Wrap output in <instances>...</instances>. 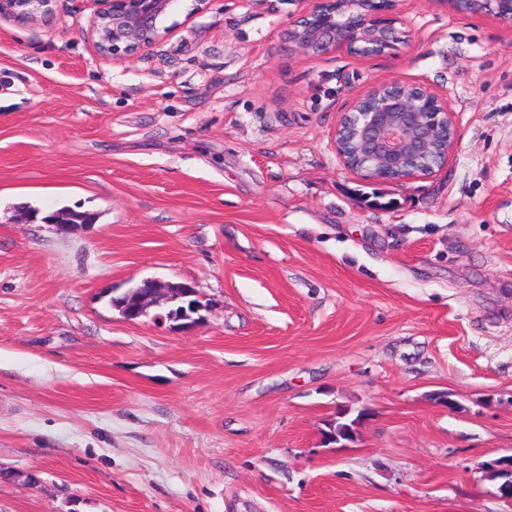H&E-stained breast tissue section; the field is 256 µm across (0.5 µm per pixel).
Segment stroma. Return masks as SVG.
<instances>
[{
	"mask_svg": "<svg viewBox=\"0 0 512 512\" xmlns=\"http://www.w3.org/2000/svg\"><path fill=\"white\" fill-rule=\"evenodd\" d=\"M194 5L125 60L94 0L0 20V512H512V24L399 0L394 49L308 57L298 0ZM390 80L455 146L374 185L332 133ZM145 277L201 310L127 322Z\"/></svg>",
	"mask_w": 512,
	"mask_h": 512,
	"instance_id": "35a3bbf8",
	"label": "stroma"
}]
</instances>
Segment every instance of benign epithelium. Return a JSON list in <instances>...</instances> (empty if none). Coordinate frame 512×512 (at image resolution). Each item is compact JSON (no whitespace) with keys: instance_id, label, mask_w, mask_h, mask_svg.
<instances>
[{"instance_id":"1","label":"benign epithelium","mask_w":512,"mask_h":512,"mask_svg":"<svg viewBox=\"0 0 512 512\" xmlns=\"http://www.w3.org/2000/svg\"><path fill=\"white\" fill-rule=\"evenodd\" d=\"M91 37L99 54L126 59L154 45L170 31L163 21L179 0H96ZM55 0H0V19L20 22L47 19ZM475 14L512 22V0H480ZM396 0H315L300 11L288 29V50L299 55L322 57L343 52L362 56L372 49L390 50L402 42L396 28ZM372 96L369 111L361 114L357 128V153L362 165L345 155L340 137L351 109ZM447 138L443 158L455 145L454 113L448 101L422 84L398 80L381 83L356 97L340 113L333 137L336 153L353 173L373 181L406 184L429 178L446 162L432 163L439 132ZM195 296V288L183 283L163 287L153 278L141 280L140 292L121 305L125 319L135 321L149 315L152 304L163 301L175 308Z\"/></svg>"}]
</instances>
